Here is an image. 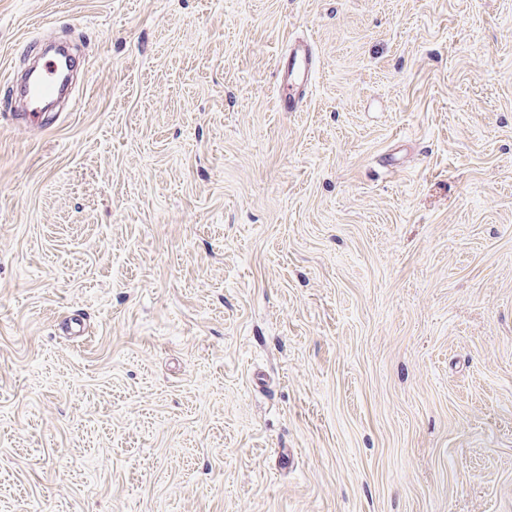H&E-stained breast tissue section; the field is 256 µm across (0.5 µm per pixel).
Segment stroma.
<instances>
[{
  "mask_svg": "<svg viewBox=\"0 0 512 512\" xmlns=\"http://www.w3.org/2000/svg\"><path fill=\"white\" fill-rule=\"evenodd\" d=\"M0 512H512V0H0ZM280 64L277 78L279 107L282 112H302L308 102L317 59L307 42H295L288 46ZM60 62L51 56L43 55L39 69L29 76L24 85L23 93L31 112H25L26 120L41 117L37 113L41 110V104L55 95L61 88Z\"/></svg>",
  "mask_w": 512,
  "mask_h": 512,
  "instance_id": "stroma-1",
  "label": "stroma"
}]
</instances>
